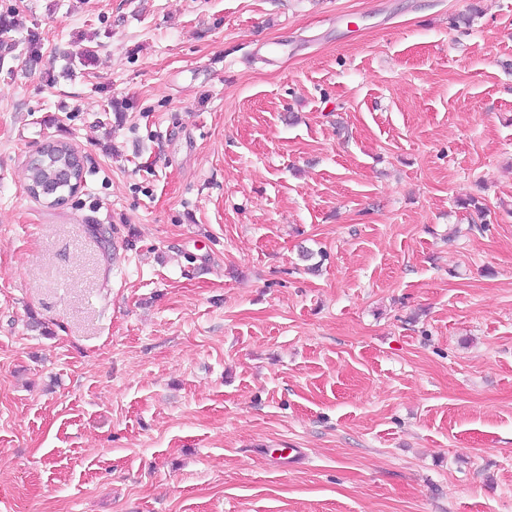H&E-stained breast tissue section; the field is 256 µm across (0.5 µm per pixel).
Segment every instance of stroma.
Wrapping results in <instances>:
<instances>
[{"instance_id": "35a3bbf8", "label": "stroma", "mask_w": 512, "mask_h": 512, "mask_svg": "<svg viewBox=\"0 0 512 512\" xmlns=\"http://www.w3.org/2000/svg\"><path fill=\"white\" fill-rule=\"evenodd\" d=\"M0 28V512H512V0ZM58 143L60 144L61 148L55 155L43 157L39 167H28L27 170V185H29L30 188L39 182H48L52 180L55 177L57 171L60 170L59 177L56 179V182L50 183L42 189V193L46 196L55 195L59 187L71 184L72 169H60V167L62 166L67 152L71 150L72 146L66 142Z\"/></svg>"}]
</instances>
